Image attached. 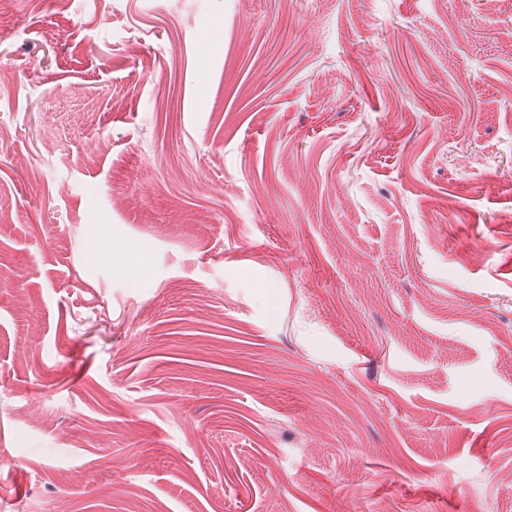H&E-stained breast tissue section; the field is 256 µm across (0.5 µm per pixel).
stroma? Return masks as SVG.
<instances>
[{
  "label": "stroma",
  "mask_w": 512,
  "mask_h": 512,
  "mask_svg": "<svg viewBox=\"0 0 512 512\" xmlns=\"http://www.w3.org/2000/svg\"><path fill=\"white\" fill-rule=\"evenodd\" d=\"M0 512H512V0H8Z\"/></svg>",
  "instance_id": "stroma-1"
}]
</instances>
